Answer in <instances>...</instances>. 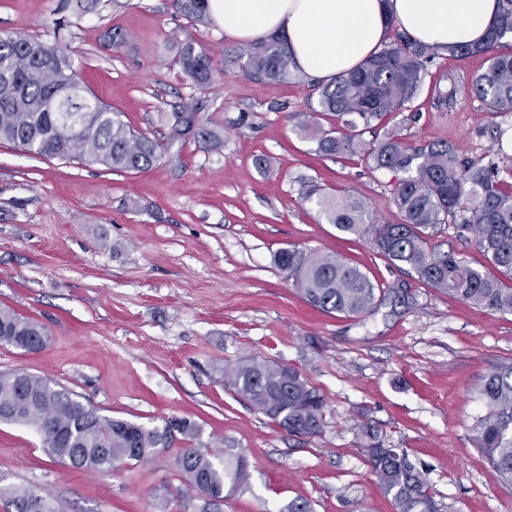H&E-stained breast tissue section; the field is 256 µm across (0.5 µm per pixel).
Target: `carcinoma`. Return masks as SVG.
<instances>
[{
  "mask_svg": "<svg viewBox=\"0 0 512 512\" xmlns=\"http://www.w3.org/2000/svg\"><path fill=\"white\" fill-rule=\"evenodd\" d=\"M205 0H177L178 11L204 23ZM512 0H502L500 17L483 47L469 44L445 49L419 44L405 32L391 30L384 47L356 69L319 86L318 108L299 112L298 128L316 141L326 155L360 154L377 169L396 177L393 202L398 224H380L360 198H335L309 183L302 200L342 233L367 234L379 253L409 267L431 287L491 313L512 314V167L499 169L482 157L463 158L447 143L412 146L397 128L377 134L372 122L411 108L428 63L447 53L458 60L484 58L485 67L471 77L470 89L492 114L512 113ZM243 74L256 80L285 82L296 69L285 42L270 36L252 43L236 59ZM176 64L194 85L212 80V58L191 39L179 49ZM332 115L344 130H325L321 115ZM172 133L183 140H217L218 135L198 119L197 105L184 102L171 113ZM374 133L370 140L363 138ZM0 141L43 157L77 159L115 171H143L162 156L154 140L135 134L121 113L103 105L84 87L59 43L0 34ZM471 212L470 228L490 267H471L455 251L431 246L423 230ZM276 263L311 306L326 312L359 316L375 304L376 287L358 267L329 255L298 248L280 250ZM45 338L38 323L0 308V345L28 352ZM226 384L236 396L268 417L285 432L302 437L322 433L325 401L294 368L262 361L237 364ZM487 411L473 424L477 448L499 477L512 482V363L492 373L480 389ZM13 413L12 424L35 429L46 454L71 457L77 469L101 471L112 463L143 461L157 448L183 440L179 468L202 501L200 512H212V499L235 489L248 478L246 460L224 458L197 448L195 423L182 419L171 434L162 427L147 428L99 409L73 392L26 372H0V410ZM64 430L55 449L48 428ZM372 474L392 497L397 512H436L425 479L402 448H367ZM13 512H29L33 491L0 489Z\"/></svg>",
  "mask_w": 512,
  "mask_h": 512,
  "instance_id": "cac0c4a2",
  "label": "carcinoma"
}]
</instances>
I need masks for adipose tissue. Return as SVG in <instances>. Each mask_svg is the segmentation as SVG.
Instances as JSON below:
<instances>
[{"label": "adipose tissue", "mask_w": 512, "mask_h": 512, "mask_svg": "<svg viewBox=\"0 0 512 512\" xmlns=\"http://www.w3.org/2000/svg\"><path fill=\"white\" fill-rule=\"evenodd\" d=\"M210 19L240 41L283 38L314 82L349 72L379 51L390 28L439 48L486 43L499 0H206Z\"/></svg>", "instance_id": "ef3b65f1"}]
</instances>
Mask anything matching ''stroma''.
Wrapping results in <instances>:
<instances>
[{
	"mask_svg": "<svg viewBox=\"0 0 512 512\" xmlns=\"http://www.w3.org/2000/svg\"><path fill=\"white\" fill-rule=\"evenodd\" d=\"M0 33L61 42L101 102L163 147L151 169L118 172L0 142V307L46 332L36 352L0 346V372L51 379L147 427L196 423L200 446L249 464L248 484L226 491L222 512H287L295 499L313 512H395L367 462L373 441L407 450L437 512H512V482L491 471L472 432L481 384L512 363V314L431 288L302 201V183L313 182L362 198L380 222L400 220L391 172L321 155L296 130L294 113L317 103L312 82L245 76L232 63L243 43L194 24L174 0H0ZM188 38L212 57L207 87L174 64ZM482 64L434 59L411 110L390 124L412 145L445 141L512 165L497 145L512 114L485 112L467 89ZM188 98L219 146L173 136L167 116ZM426 234L487 266L461 223ZM292 247L360 268L382 289L373 311L311 307L274 261ZM250 359L293 367L323 395L320 436L289 435L227 389L226 372ZM181 452L177 441L88 472L52 460L33 428L0 423V488L49 493L65 512H198L183 494Z\"/></svg>",
	"mask_w": 512,
	"mask_h": 512,
	"instance_id": "obj_1",
	"label": "stroma"
}]
</instances>
